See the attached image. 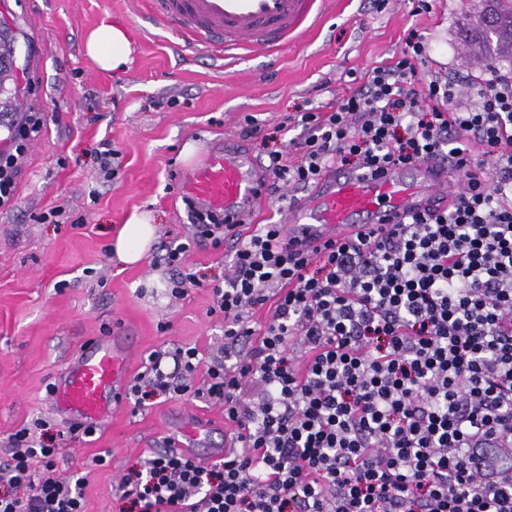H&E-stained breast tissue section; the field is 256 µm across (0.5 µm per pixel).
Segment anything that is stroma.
I'll use <instances>...</instances> for the list:
<instances>
[{"label":"stroma","mask_w":512,"mask_h":512,"mask_svg":"<svg viewBox=\"0 0 512 512\" xmlns=\"http://www.w3.org/2000/svg\"><path fill=\"white\" fill-rule=\"evenodd\" d=\"M317 7L316 22L287 48L219 63L209 48L149 16L144 0H0V30L16 41L13 78L0 96L46 115L16 204L0 211V460L8 437L34 418L67 427L51 407L50 385L92 337L130 330L133 376L157 350L191 343L220 355L224 321L208 309L228 271L227 251L193 236L178 182L191 158L228 137L260 161L268 149H287L277 127L288 115L329 110L354 90V77L391 62L409 32L428 40L433 71L465 85L486 55L479 0H436L432 13L417 16L410 0H318ZM104 20L129 35L130 61L119 72L102 71L84 51L86 33ZM248 115L260 127L250 138L242 134ZM105 141L119 152L108 178L97 165ZM53 208L58 223L42 222ZM135 211L152 215L156 238L139 264L124 268L110 245ZM179 242L190 245L186 264L199 283L174 298L171 272L156 259ZM205 378L197 372L193 391L157 395L142 408L123 401L103 427L61 445L57 468L84 477L86 512H119L121 476L160 450L178 412L210 417L214 442H223L222 404L194 393ZM98 455L104 465H94Z\"/></svg>","instance_id":"35a3bbf8"}]
</instances>
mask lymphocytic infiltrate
<instances>
[{"mask_svg": "<svg viewBox=\"0 0 512 512\" xmlns=\"http://www.w3.org/2000/svg\"><path fill=\"white\" fill-rule=\"evenodd\" d=\"M428 53L409 34L336 108L286 117L266 169L275 192L330 166L444 158L457 204L307 255L280 224L237 244L210 308L223 362L180 346L168 373L153 352L127 396L178 395L205 370L198 393L240 447L207 465L155 452L121 478V512H512V74L489 58L464 88ZM45 122L29 110L0 150V210ZM79 431L39 418L10 435L0 512H85L83 478L56 471Z\"/></svg>", "mask_w": 512, "mask_h": 512, "instance_id": "lymphocytic-infiltrate-1", "label": "lymphocytic infiltrate"}]
</instances>
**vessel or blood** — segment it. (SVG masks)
<instances>
[{"mask_svg": "<svg viewBox=\"0 0 512 512\" xmlns=\"http://www.w3.org/2000/svg\"><path fill=\"white\" fill-rule=\"evenodd\" d=\"M150 12L174 24L188 39L230 54L257 47L281 49L311 20L316 0H149ZM180 189L197 207L224 214V234H239L268 194V175L237 144L208 153L182 174ZM463 188L449 163L429 160L369 169H326L312 185L290 195L285 230L294 249L307 250L361 228L399 224L427 210L452 205ZM131 335L101 336L77 350L50 389L54 410L83 426L102 424L128 387ZM212 424L183 412L168 445L188 455L209 448L224 456L236 447L233 429L224 445L210 448Z\"/></svg>", "mask_w": 512, "mask_h": 512, "instance_id": "b4317fda", "label": "vessel or blood"}]
</instances>
